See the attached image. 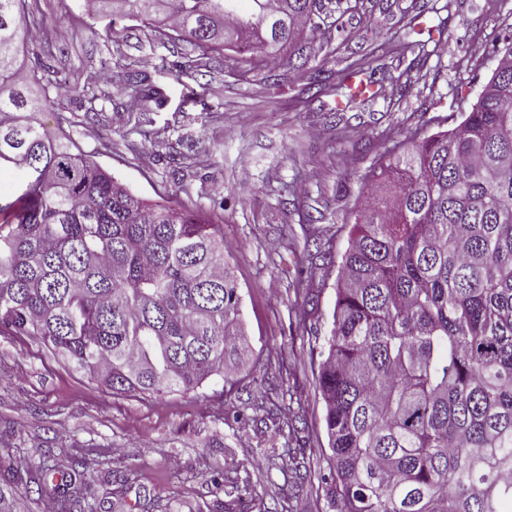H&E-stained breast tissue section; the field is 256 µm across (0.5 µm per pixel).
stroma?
Returning <instances> with one entry per match:
<instances>
[{
  "instance_id": "1",
  "label": "stroma",
  "mask_w": 512,
  "mask_h": 512,
  "mask_svg": "<svg viewBox=\"0 0 512 512\" xmlns=\"http://www.w3.org/2000/svg\"><path fill=\"white\" fill-rule=\"evenodd\" d=\"M83 0H27L40 39L27 69L90 79L105 94L86 118L73 96L41 118L134 194L202 214L224 235V259L243 295L249 355L228 376L190 394L155 399L116 395L42 342L0 334V469L37 462L52 449L86 463L102 512H218L209 479L250 475L249 494L273 512H330L323 495L331 450L315 375L326 352L337 268L324 265L306 282L308 309L290 283L307 247L341 257L353 213L365 198V173L394 142L435 118L456 125L476 102L512 34V0H321L323 22L304 34L310 69L323 77L373 60L384 43L406 38L402 11L424 6L434 30L431 56L412 93L397 99L387 71L374 101L337 107L311 99L307 71L280 61L278 79L234 50L203 54L190 37L168 40L161 27L124 22L111 34ZM201 61L195 77L186 64ZM137 70L159 87L162 107L143 111L138 96L118 91L113 73ZM204 85L205 107L187 103ZM65 123H56V115ZM290 383L302 407L304 480L285 479L272 461L284 439L264 423L234 422V407L276 398Z\"/></svg>"
}]
</instances>
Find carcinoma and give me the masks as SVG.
<instances>
[{
	"mask_svg": "<svg viewBox=\"0 0 512 512\" xmlns=\"http://www.w3.org/2000/svg\"><path fill=\"white\" fill-rule=\"evenodd\" d=\"M27 0H0V173L23 174L0 201V333L35 337L114 394L192 392L245 359L242 292L224 236L202 215L135 196L75 144L34 120L53 91L97 112V85L62 86L19 56L39 25ZM154 0H92L90 15L147 23ZM168 37L189 33L220 52L226 32L261 61L307 64L302 29L320 0H161ZM426 40H402L404 96ZM360 61L317 93L346 103L379 91ZM147 76L123 81L146 99ZM384 202L355 215L338 265L328 350L316 387L324 405L331 512H512V42L477 102L453 128L415 132L369 172ZM81 459L0 474V499L43 492L62 473L60 512H94Z\"/></svg>",
	"mask_w": 512,
	"mask_h": 512,
	"instance_id": "obj_1",
	"label": "carcinoma"
}]
</instances>
